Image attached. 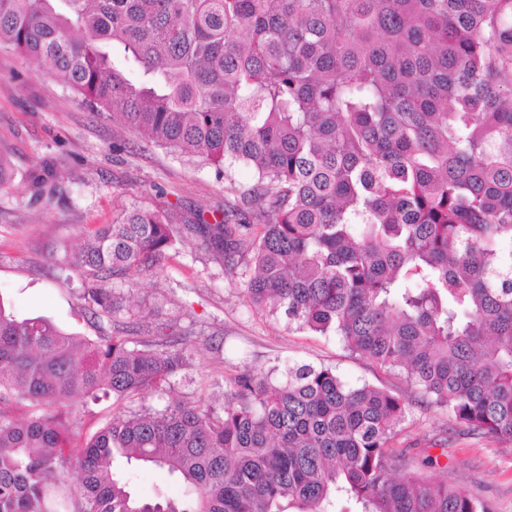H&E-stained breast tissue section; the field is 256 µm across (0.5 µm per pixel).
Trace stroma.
<instances>
[{"mask_svg":"<svg viewBox=\"0 0 512 512\" xmlns=\"http://www.w3.org/2000/svg\"><path fill=\"white\" fill-rule=\"evenodd\" d=\"M0 158L13 171L11 183L0 187V299L17 318L43 316L91 339L110 322L93 317L77 289L58 279L67 249L125 209L171 207L184 221L223 207L225 185L243 190L253 183L244 166L222 178L213 166L146 144L6 47H0ZM44 164L58 172L52 195L27 180L28 171ZM135 296L140 309L120 314V321L144 330L175 321L196 333L183 377L172 391L149 395L146 405L160 409L182 397L218 405L226 382L246 368L328 367L347 385L368 383L402 397L410 416L398 447L436 457L449 483L486 499L493 512H512V445L465 434L447 407L428 403L401 374L351 355L335 337L291 330L255 312L238 278L207 256L183 247L140 279ZM63 410L85 435L111 419L113 405L103 398L69 402ZM441 437L446 446H438Z\"/></svg>","mask_w":512,"mask_h":512,"instance_id":"1","label":"stroma"}]
</instances>
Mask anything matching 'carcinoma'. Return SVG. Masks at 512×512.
Masks as SVG:
<instances>
[{
    "label": "carcinoma",
    "instance_id": "carcinoma-1",
    "mask_svg": "<svg viewBox=\"0 0 512 512\" xmlns=\"http://www.w3.org/2000/svg\"><path fill=\"white\" fill-rule=\"evenodd\" d=\"M2 45L148 143L254 173L213 223L136 207L92 230L59 266L92 315L189 243L257 311L512 444V0H0ZM133 332L0 299V512H490L395 447L401 397L330 368L242 370L218 411L123 408L191 360L189 327ZM103 397L119 410L73 445L56 404ZM132 466L184 496L134 494Z\"/></svg>",
    "mask_w": 512,
    "mask_h": 512
}]
</instances>
